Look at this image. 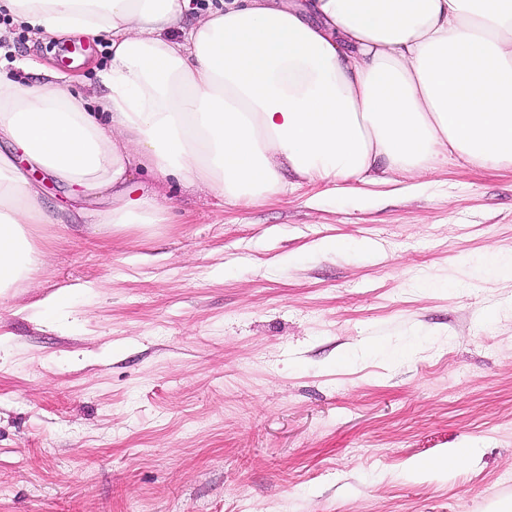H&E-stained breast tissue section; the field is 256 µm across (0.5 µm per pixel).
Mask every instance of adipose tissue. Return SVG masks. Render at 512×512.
<instances>
[{
  "instance_id": "obj_1",
  "label": "adipose tissue",
  "mask_w": 512,
  "mask_h": 512,
  "mask_svg": "<svg viewBox=\"0 0 512 512\" xmlns=\"http://www.w3.org/2000/svg\"><path fill=\"white\" fill-rule=\"evenodd\" d=\"M0 0L36 33L108 34L104 94L0 74V298L59 217L41 179L108 193L99 223L164 220L169 179L250 207L301 185L364 184L458 157L512 166V0ZM159 189L131 197L132 175Z\"/></svg>"
}]
</instances>
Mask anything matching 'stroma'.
<instances>
[{
  "label": "stroma",
  "instance_id": "stroma-1",
  "mask_svg": "<svg viewBox=\"0 0 512 512\" xmlns=\"http://www.w3.org/2000/svg\"><path fill=\"white\" fill-rule=\"evenodd\" d=\"M0 30V71L54 62ZM166 194L41 228L0 301V512H512V167ZM471 458V452L466 448H458L453 452L446 461L428 463V464H417L415 470L418 472H425L429 470L438 469H452L466 465Z\"/></svg>",
  "mask_w": 512,
  "mask_h": 512
}]
</instances>
